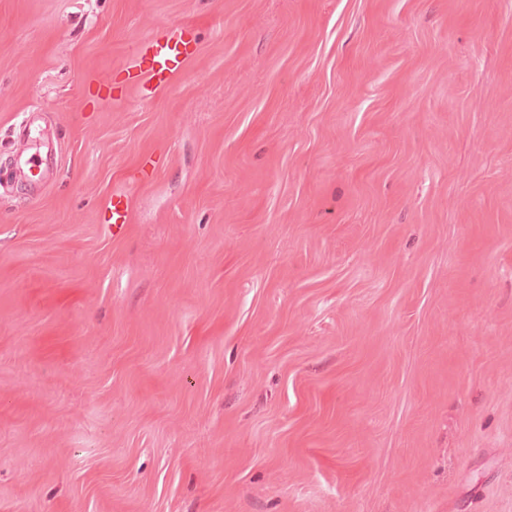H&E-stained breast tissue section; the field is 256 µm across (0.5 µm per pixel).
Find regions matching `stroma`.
Listing matches in <instances>:
<instances>
[{
  "label": "stroma",
  "instance_id": "stroma-1",
  "mask_svg": "<svg viewBox=\"0 0 512 512\" xmlns=\"http://www.w3.org/2000/svg\"><path fill=\"white\" fill-rule=\"evenodd\" d=\"M0 512H512V0H0ZM186 35V27L171 26L137 45L134 61L123 71L130 89L141 99L153 97L175 79L189 54L191 39Z\"/></svg>",
  "mask_w": 512,
  "mask_h": 512
}]
</instances>
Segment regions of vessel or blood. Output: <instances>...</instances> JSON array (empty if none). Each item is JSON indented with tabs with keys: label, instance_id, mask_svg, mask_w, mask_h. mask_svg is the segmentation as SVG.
<instances>
[{
	"label": "vessel or blood",
	"instance_id": "obj_1",
	"mask_svg": "<svg viewBox=\"0 0 512 512\" xmlns=\"http://www.w3.org/2000/svg\"><path fill=\"white\" fill-rule=\"evenodd\" d=\"M186 34V27L171 26L138 44L135 59L125 71L130 89L140 98L153 97L175 79L189 54Z\"/></svg>",
	"mask_w": 512,
	"mask_h": 512
}]
</instances>
